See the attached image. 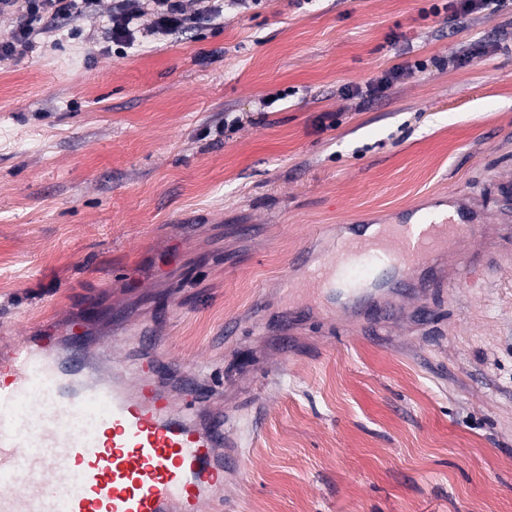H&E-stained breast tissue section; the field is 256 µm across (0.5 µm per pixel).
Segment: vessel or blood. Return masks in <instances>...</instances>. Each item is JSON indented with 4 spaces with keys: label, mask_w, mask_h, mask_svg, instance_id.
I'll return each instance as SVG.
<instances>
[{
    "label": "vessel or blood",
    "mask_w": 512,
    "mask_h": 512,
    "mask_svg": "<svg viewBox=\"0 0 512 512\" xmlns=\"http://www.w3.org/2000/svg\"><path fill=\"white\" fill-rule=\"evenodd\" d=\"M474 234L460 217L362 224L307 280L358 302L384 270L412 274ZM139 344L130 366L108 342L0 338V512H223L224 421L203 422L197 394L177 406L159 383L171 357L149 332Z\"/></svg>",
    "instance_id": "1"
}]
</instances>
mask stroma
<instances>
[{"label": "stroma", "instance_id": "obj_1", "mask_svg": "<svg viewBox=\"0 0 512 512\" xmlns=\"http://www.w3.org/2000/svg\"><path fill=\"white\" fill-rule=\"evenodd\" d=\"M444 2L265 0L120 55L90 49L103 0L0 65V328L132 351L152 330L249 462L224 512H512V247L473 288L447 244L428 317L375 331L283 286L303 248L320 263L451 196L497 225L512 11L431 17ZM418 59L379 101L343 92Z\"/></svg>", "mask_w": 512, "mask_h": 512}]
</instances>
